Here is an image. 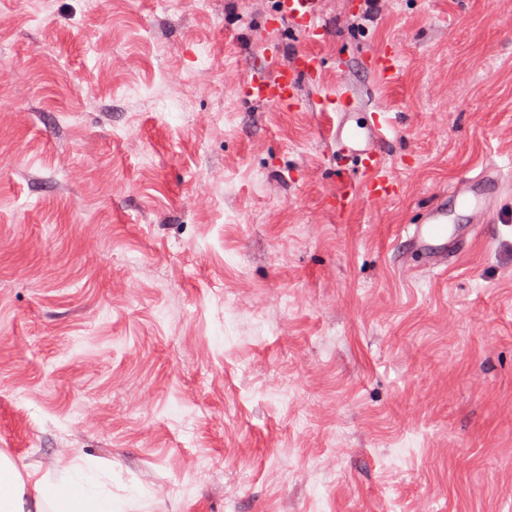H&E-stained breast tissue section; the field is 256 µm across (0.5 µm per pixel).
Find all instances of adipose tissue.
Here are the masks:
<instances>
[{"label":"adipose tissue","instance_id":"obj_1","mask_svg":"<svg viewBox=\"0 0 512 512\" xmlns=\"http://www.w3.org/2000/svg\"><path fill=\"white\" fill-rule=\"evenodd\" d=\"M0 512H118L112 491L97 473L73 459L59 463L56 475H22L0 450Z\"/></svg>","mask_w":512,"mask_h":512}]
</instances>
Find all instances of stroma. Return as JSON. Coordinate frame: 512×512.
<instances>
[{"mask_svg": "<svg viewBox=\"0 0 512 512\" xmlns=\"http://www.w3.org/2000/svg\"><path fill=\"white\" fill-rule=\"evenodd\" d=\"M274 8L0 0V449L124 512H512V0H319L320 41ZM274 49L326 62L303 108L238 93ZM340 87L399 182L342 213ZM492 161L448 269L403 270ZM371 72L385 83H391L397 75V61L392 55H377L369 60ZM498 167L492 165L482 175L464 177L451 191L463 208L469 211V218L477 217L486 211L492 201L486 188L490 185L501 186L497 177Z\"/></svg>", "mask_w": 512, "mask_h": 512, "instance_id": "stroma-1", "label": "stroma"}]
</instances>
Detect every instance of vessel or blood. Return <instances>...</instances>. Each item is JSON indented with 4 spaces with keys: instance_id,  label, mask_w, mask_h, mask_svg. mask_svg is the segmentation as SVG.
<instances>
[{
    "instance_id": "obj_1",
    "label": "vessel or blood",
    "mask_w": 512,
    "mask_h": 512,
    "mask_svg": "<svg viewBox=\"0 0 512 512\" xmlns=\"http://www.w3.org/2000/svg\"><path fill=\"white\" fill-rule=\"evenodd\" d=\"M318 0H276V18L288 17L313 40H320L324 30L316 23ZM321 58L302 54L296 65L280 68L275 77L254 76L244 80L240 94L246 100H262L283 108L300 107L297 95L300 81H316L322 72ZM371 72L381 81L389 83L397 75V62L393 56L377 55L370 59ZM352 95L342 91L332 102L340 111L336 126L335 144L339 158L362 167L365 176L356 189L346 190L337 198V211H344L358 199L388 198L395 193V181L385 165L381 146L389 139L393 128L391 119H363L350 113ZM497 166H490L484 174L463 178L452 194L470 216L476 217L491 205L488 186L499 185ZM405 255L417 262L419 270L431 272L447 269L456 246L470 232L469 227L458 224L455 216L440 205L426 209L422 220L406 225Z\"/></svg>"
}]
</instances>
